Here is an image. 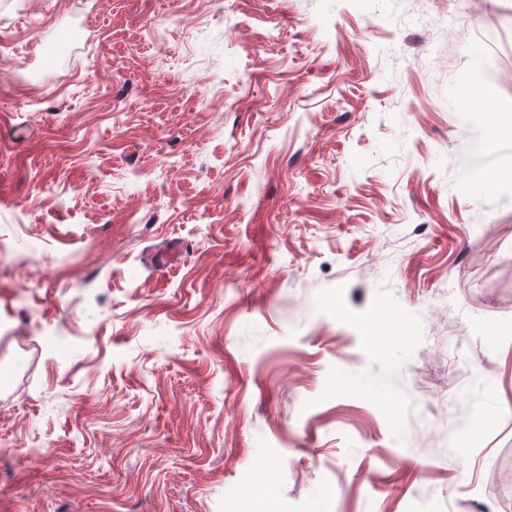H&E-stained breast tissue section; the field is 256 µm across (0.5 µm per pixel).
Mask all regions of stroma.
Instances as JSON below:
<instances>
[{"mask_svg":"<svg viewBox=\"0 0 512 512\" xmlns=\"http://www.w3.org/2000/svg\"><path fill=\"white\" fill-rule=\"evenodd\" d=\"M0 239V512H512V0H0Z\"/></svg>","mask_w":512,"mask_h":512,"instance_id":"obj_1","label":"stroma"}]
</instances>
